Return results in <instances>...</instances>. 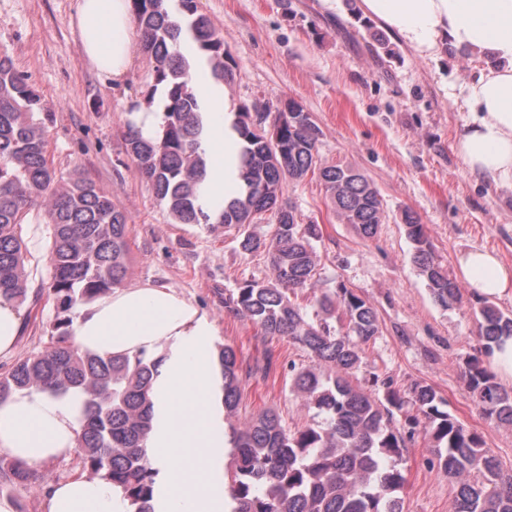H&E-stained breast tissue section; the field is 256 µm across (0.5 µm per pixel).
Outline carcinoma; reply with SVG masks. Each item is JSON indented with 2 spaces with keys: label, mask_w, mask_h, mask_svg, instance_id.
Returning <instances> with one entry per match:
<instances>
[{
  "label": "carcinoma",
  "mask_w": 512,
  "mask_h": 512,
  "mask_svg": "<svg viewBox=\"0 0 512 512\" xmlns=\"http://www.w3.org/2000/svg\"><path fill=\"white\" fill-rule=\"evenodd\" d=\"M143 51L154 61L149 100L162 91V122L144 137L128 121L125 145L141 177L178 224H221L241 230L273 213L269 237L249 233L242 249L264 253L275 282L245 281L230 298L233 309L263 333L300 346L311 364L295 371L292 392L315 409L317 421L287 429L262 410L232 430L228 440L229 512H403L399 467L417 428L425 424L433 464L455 483L453 512H512V473L485 446L480 433L439 409L441 398L425 383L403 395L391 377L371 376L372 390L354 385L365 346L379 335L375 309L340 282L315 300L311 318L294 295L313 287L317 224H302L295 207L282 202L286 186L307 176L324 186L336 217L373 238L386 220L381 195L361 172L329 164L320 153V131L310 117L278 111L268 136L267 117L252 119L247 107L233 113L241 139L242 183L236 196L210 214L206 159L200 151L210 116L190 86V73L209 69L218 82L234 79L236 63L196 0H133ZM40 97L7 51H0V302L28 298V252L22 226L31 208L45 205L51 226L50 283L56 315L49 342L0 373V404L31 390L78 401L76 448L82 472L118 489L130 512H155L157 471L144 441L151 429L150 391L162 357L141 353L102 357L80 350L73 336V310L119 287L128 273L127 216L93 183L74 175L65 184L47 158ZM412 242V262L433 302L446 310L461 302L455 279L443 267L421 217L400 215ZM342 315L345 330L330 319ZM478 333L486 351L512 337V315L480 302ZM224 379V411L241 400V364L235 349L216 345ZM467 386L482 415L512 426V389L504 387L478 357L465 370ZM40 478L35 464L0 459V496Z\"/></svg>",
  "instance_id": "1"
}]
</instances>
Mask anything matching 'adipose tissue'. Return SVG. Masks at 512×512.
Instances as JSON below:
<instances>
[{
  "mask_svg": "<svg viewBox=\"0 0 512 512\" xmlns=\"http://www.w3.org/2000/svg\"><path fill=\"white\" fill-rule=\"evenodd\" d=\"M363 12L387 26L421 58L463 48L484 60L466 85L469 114L455 149L469 170L512 188V0H361ZM83 57L99 73L122 81L133 65L132 0H78L72 22ZM210 109L202 143L206 186L230 201L239 183L236 136L226 99L209 82L194 81ZM458 273L477 298L512 289V266L495 253L472 249L457 258ZM214 327L175 289L139 283L112 289L78 306L74 342L100 356L142 352L162 356L151 392L148 456L158 471L156 512H222L227 445L224 389ZM77 404L41 391L0 404V456L17 463L53 464L75 451ZM110 482L83 476L52 483L44 512H128Z\"/></svg>",
  "mask_w": 512,
  "mask_h": 512,
  "instance_id": "obj_1",
  "label": "adipose tissue"
}]
</instances>
